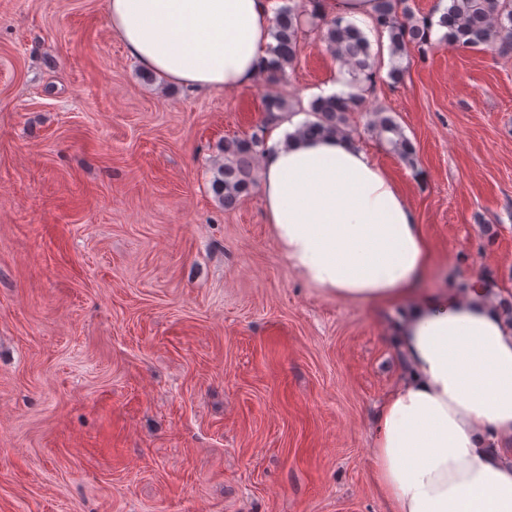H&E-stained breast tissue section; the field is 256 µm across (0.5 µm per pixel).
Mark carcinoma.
I'll return each mask as SVG.
<instances>
[{"label":"carcinoma","mask_w":512,"mask_h":512,"mask_svg":"<svg viewBox=\"0 0 512 512\" xmlns=\"http://www.w3.org/2000/svg\"><path fill=\"white\" fill-rule=\"evenodd\" d=\"M376 23L382 26L390 41V57L403 56L412 47L431 44L424 24L412 18L407 0H375ZM321 21V35L328 50L349 67L353 81L373 73L378 56L372 54L371 43L355 24L341 25L319 16L317 0H304V7L281 6L274 11L270 46L271 75L284 74L285 67L296 60L305 23ZM438 26L448 30V42L457 47L497 46L512 50V0H448L439 16ZM360 99L356 95L319 97L310 103L312 119L298 130L301 136L346 135L350 116ZM371 129L385 141L406 164L415 162V149L394 117L375 112ZM265 150V140L255 134L248 139L224 140V164L212 181V190L226 208L234 207L256 186L252 175V159Z\"/></svg>","instance_id":"1"}]
</instances>
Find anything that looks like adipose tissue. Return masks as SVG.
Returning <instances> with one entry per match:
<instances>
[{"label": "adipose tissue", "mask_w": 512, "mask_h": 512, "mask_svg": "<svg viewBox=\"0 0 512 512\" xmlns=\"http://www.w3.org/2000/svg\"><path fill=\"white\" fill-rule=\"evenodd\" d=\"M129 56L168 83L252 86L269 60L272 0H106ZM274 119L261 197L289 265L323 294L400 306L403 377L375 417L370 475L390 512H512V324L474 277L424 292L432 258L388 172L341 135Z\"/></svg>", "instance_id": "adipose-tissue-1"}]
</instances>
